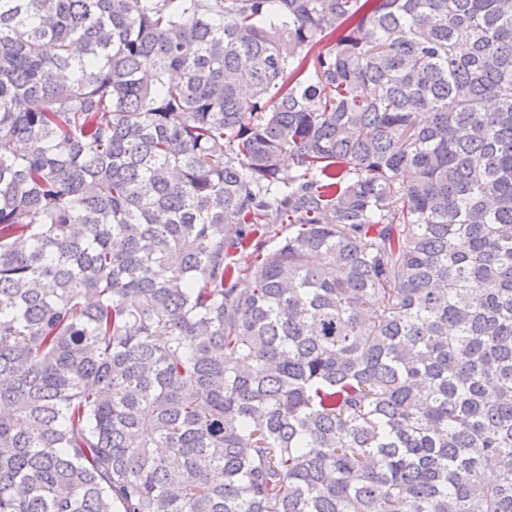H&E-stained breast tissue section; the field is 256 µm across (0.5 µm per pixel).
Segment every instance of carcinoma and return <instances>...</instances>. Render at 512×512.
Returning <instances> with one entry per match:
<instances>
[{
    "mask_svg": "<svg viewBox=\"0 0 512 512\" xmlns=\"http://www.w3.org/2000/svg\"><path fill=\"white\" fill-rule=\"evenodd\" d=\"M0 512H512V0H0Z\"/></svg>",
    "mask_w": 512,
    "mask_h": 512,
    "instance_id": "cac0c4a2",
    "label": "carcinoma"
}]
</instances>
